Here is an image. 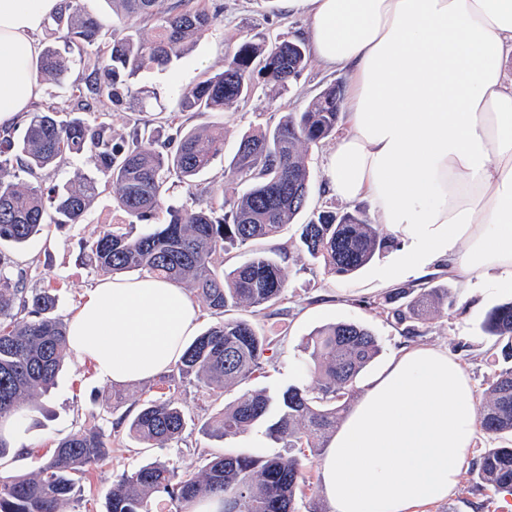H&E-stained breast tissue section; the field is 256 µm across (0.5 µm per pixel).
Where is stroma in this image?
<instances>
[{
    "instance_id": "stroma-1",
    "label": "stroma",
    "mask_w": 512,
    "mask_h": 512,
    "mask_svg": "<svg viewBox=\"0 0 512 512\" xmlns=\"http://www.w3.org/2000/svg\"><path fill=\"white\" fill-rule=\"evenodd\" d=\"M216 1L223 6L217 23L197 40L175 67L167 71L147 70L135 78L134 85L143 91L144 100H130L118 110L112 109L107 102L99 106L100 111L111 112L112 126L122 135L129 133L135 121L155 124L172 116L187 129L201 125L223 126L224 152L196 180L194 192L203 200L208 199L216 187L223 188L228 198L238 192V185L225 176L224 170L243 133L276 122L281 113L302 111L325 88L347 82L344 72L326 68L313 58L297 84L275 99L256 98L222 112L179 111V89L221 70L239 35L247 33L271 43L283 33L302 36L307 27L304 14L283 12L275 0H202L208 6ZM333 144V139H326L311 153L310 204L317 207L329 202L335 205L337 212L343 213L349 211V203L337 200L327 189L326 160ZM112 210V196L105 192L94 200L82 223L48 225L42 235L22 246L6 241L0 243V251L11 257L16 268L26 271L29 289L50 284L57 287L56 316L67 318L84 292L101 279V272L90 265L84 245L93 241L105 224L111 223ZM309 217V212H302L296 223L289 225L278 238L256 242L254 247L246 246L231 254L229 262L233 265L244 262L255 248L282 254L288 274L287 299L263 310L257 320L268 330L287 326L288 333L276 338L266 354L265 371L253 384L233 386L219 400L195 386H181L177 396L186 410L202 421L243 394L249 386L274 392L296 383L303 343L317 327L331 322L360 324L370 329L380 342L379 355L359 375L358 385H365L401 346L413 343L440 348L455 356L472 380L475 402H482L488 381L512 365L503 359L499 348L494 347L492 338L483 330V322L493 307L512 301V291L488 289L466 302L462 299L464 290L459 279L440 269H431L421 276L388 277L387 271L398 255L393 248L375 257L354 275L335 277L325 274L298 247V227ZM436 285L447 286L448 301L441 312L430 319L396 324L377 316L367 306L368 301L383 297L396 288ZM159 393L157 379L117 385L101 378L90 361L67 358L50 392L26 406L28 420L18 431L10 453L0 459V472L33 474L60 439L94 419L103 427H110L121 417L133 416L143 399ZM263 442V437L249 434L221 443L190 428L179 441L167 447L144 448L123 433L114 441L109 458L90 469L82 488V499L94 503L95 507H103L113 481L150 459L169 461L182 472H196L211 454L223 452L228 447L251 450ZM510 506L512 495L499 494L480 485L470 471L465 470L451 497L420 506L418 512H506Z\"/></svg>"
}]
</instances>
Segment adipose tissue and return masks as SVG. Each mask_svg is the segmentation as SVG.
I'll use <instances>...</instances> for the list:
<instances>
[{
  "instance_id": "obj_1",
  "label": "adipose tissue",
  "mask_w": 512,
  "mask_h": 512,
  "mask_svg": "<svg viewBox=\"0 0 512 512\" xmlns=\"http://www.w3.org/2000/svg\"><path fill=\"white\" fill-rule=\"evenodd\" d=\"M62 0H0V125L41 94L38 35ZM311 53L345 71L346 127L329 191L369 201L401 237L391 276L448 265L467 290H512V0H279ZM199 309L151 275L98 280L67 320L68 351L117 384L166 372ZM478 430L448 351L401 349L321 460L331 512H413L453 495Z\"/></svg>"
}]
</instances>
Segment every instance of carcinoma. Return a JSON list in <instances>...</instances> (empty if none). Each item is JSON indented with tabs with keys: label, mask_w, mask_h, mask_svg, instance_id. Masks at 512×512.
Instances as JSON below:
<instances>
[{
	"label": "carcinoma",
	"mask_w": 512,
	"mask_h": 512,
	"mask_svg": "<svg viewBox=\"0 0 512 512\" xmlns=\"http://www.w3.org/2000/svg\"><path fill=\"white\" fill-rule=\"evenodd\" d=\"M79 0H63L51 16L47 44L40 55V80L65 79L79 55L81 76L67 100L47 102L29 113L15 140L0 132V242L23 245L46 224H78L97 196L113 194L121 223L108 224L89 244V259L111 275L147 273L186 285L209 310L245 308L261 312L285 300L287 273L282 257L256 251L238 266L224 267L234 248L276 238L304 211L311 192L309 151L336 135L343 90L332 86L301 112H284L278 122L242 136L228 161L227 175L241 186L230 200L219 196L188 205L169 195L170 185L192 186L197 175L224 152V128L206 126L161 139L160 131L133 127L115 134L112 122L87 118L97 105L115 106L134 95L132 81L144 69H168L209 31L217 14L189 0H106L117 24L106 28L82 12ZM304 42L286 34L268 45L246 35L224 60V67L182 88V112H222L262 95L283 93L308 65ZM86 155L95 174L75 170L62 185H34L21 174L59 167ZM141 229H136V225ZM299 240L323 268L347 277L393 246L361 210L337 213L329 206L312 211L299 227ZM27 275L12 272L0 251V423L22 419L25 403L48 391L68 356L67 324L54 315L58 298L47 288L28 294ZM448 301L446 288H398L366 305L401 323L437 315ZM485 331L501 353L512 358V302L494 308ZM272 337L258 323L227 317L198 335L160 383L171 388L190 382L219 398L230 387L264 370ZM378 338L350 322L321 327L303 347L301 379L285 390L248 391L201 423L214 441L237 438L255 429L288 455L256 450L225 452L205 459L197 473H183L155 458L112 484L101 512H160L167 498L187 504L218 497L223 512H298L304 465L318 456L349 412L362 370L379 354ZM491 435L512 434V370L487 383L479 419ZM147 448H164L179 439L187 413L174 395L142 401L137 413L115 427ZM112 450V433L90 424L63 439L31 476H0V512H60L80 492L89 468ZM472 471L498 493L512 494V447L488 448Z\"/></svg>",
	"instance_id": "carcinoma-1"
}]
</instances>
